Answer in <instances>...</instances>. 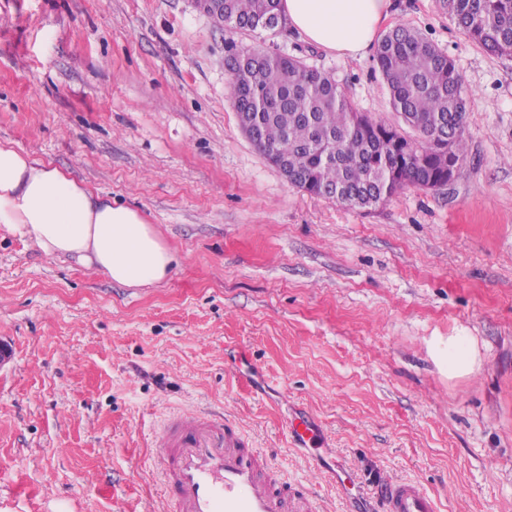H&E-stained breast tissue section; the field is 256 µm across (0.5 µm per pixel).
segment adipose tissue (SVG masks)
<instances>
[{
    "mask_svg": "<svg viewBox=\"0 0 512 512\" xmlns=\"http://www.w3.org/2000/svg\"><path fill=\"white\" fill-rule=\"evenodd\" d=\"M390 0H279L288 26L341 56L364 55L378 40ZM0 224L44 255L141 288L165 280L175 256L134 208L95 194L71 173L0 142Z\"/></svg>",
    "mask_w": 512,
    "mask_h": 512,
    "instance_id": "ef3b65f1",
    "label": "adipose tissue"
}]
</instances>
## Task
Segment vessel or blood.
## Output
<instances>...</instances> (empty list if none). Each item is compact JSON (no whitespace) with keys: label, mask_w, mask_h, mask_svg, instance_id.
Returning <instances> with one entry per match:
<instances>
[{"label":"vessel or blood","mask_w":512,"mask_h":512,"mask_svg":"<svg viewBox=\"0 0 512 512\" xmlns=\"http://www.w3.org/2000/svg\"><path fill=\"white\" fill-rule=\"evenodd\" d=\"M290 444L312 450L315 464L326 460L320 424L303 414L288 427ZM156 468L174 512H309L307 496L274 475L270 458L230 420L205 413L177 416L155 438ZM384 512H438L418 485L385 478L379 482Z\"/></svg>","instance_id":"b4317fda"}]
</instances>
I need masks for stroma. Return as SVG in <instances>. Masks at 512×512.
<instances>
[{
  "instance_id": "1",
  "label": "stroma",
  "mask_w": 512,
  "mask_h": 512,
  "mask_svg": "<svg viewBox=\"0 0 512 512\" xmlns=\"http://www.w3.org/2000/svg\"><path fill=\"white\" fill-rule=\"evenodd\" d=\"M471 91L468 156L447 185L367 209L290 185L239 126L226 40L329 73L397 123L372 56L292 29L228 32L193 0H0V140L137 208L174 252L126 288L0 226V512H174L154 433L224 414L309 491L345 493L290 447L308 412L376 506L380 477L441 512H512V58L442 0H391ZM469 337L472 373L440 353Z\"/></svg>"
}]
</instances>
